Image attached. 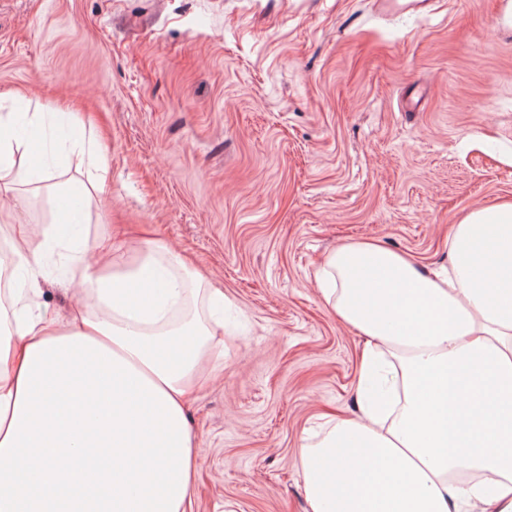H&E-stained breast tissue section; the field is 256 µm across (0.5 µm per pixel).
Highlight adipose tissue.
<instances>
[{"mask_svg":"<svg viewBox=\"0 0 512 512\" xmlns=\"http://www.w3.org/2000/svg\"><path fill=\"white\" fill-rule=\"evenodd\" d=\"M0 113V197L15 194L22 128ZM88 167L82 224L110 176L96 136L56 141ZM23 224L0 225L19 282L0 309V512H192L198 443L186 400L221 375L224 291L180 251L108 240L75 256L63 282L69 326L42 310V251ZM446 267L428 270L372 241L332 252L321 298L363 344L354 417L326 421L298 465L309 512H512V202L452 225Z\"/></svg>","mask_w":512,"mask_h":512,"instance_id":"adipose-tissue-1","label":"adipose tissue"}]
</instances>
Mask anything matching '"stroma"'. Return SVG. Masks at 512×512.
<instances>
[{
  "mask_svg": "<svg viewBox=\"0 0 512 512\" xmlns=\"http://www.w3.org/2000/svg\"><path fill=\"white\" fill-rule=\"evenodd\" d=\"M76 113L111 179L87 240L180 249L222 288L224 373L192 396L193 512H308L297 450L356 409L361 347L321 299L373 239L428 267L512 201V0H0V106ZM56 226L40 188L16 212ZM68 242L41 303L67 315Z\"/></svg>",
  "mask_w": 512,
  "mask_h": 512,
  "instance_id": "stroma-1",
  "label": "stroma"
}]
</instances>
